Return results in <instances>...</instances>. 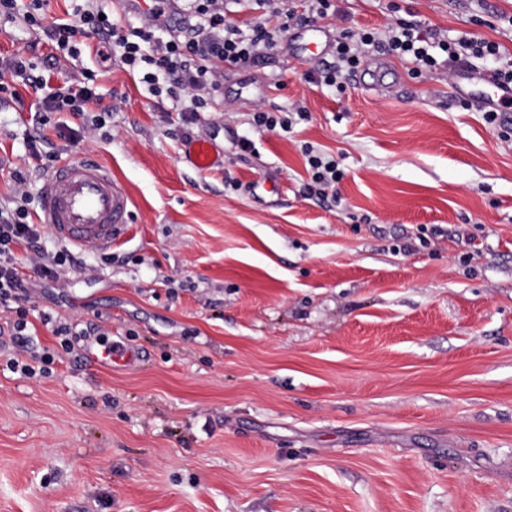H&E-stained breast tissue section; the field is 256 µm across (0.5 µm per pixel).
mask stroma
Returning a JSON list of instances; mask_svg holds the SVG:
<instances>
[{
  "label": "stroma",
  "mask_w": 512,
  "mask_h": 512,
  "mask_svg": "<svg viewBox=\"0 0 512 512\" xmlns=\"http://www.w3.org/2000/svg\"><path fill=\"white\" fill-rule=\"evenodd\" d=\"M470 31L500 59L412 78L369 49L344 92L306 75L334 54L285 44L255 64L267 92L225 86L222 165L184 159L177 104L110 57L112 118L71 159L110 168L134 207L112 261L42 283L28 304V377L0 307V512H512V112L484 119L488 72L512 61V0H336L332 34L397 20ZM46 38L0 18V55L44 63ZM0 100V203L22 173L44 95ZM295 105L290 132L253 133L255 106ZM252 135L254 152L236 141ZM336 158L337 199L305 193L303 144ZM50 324H43V314ZM95 326L134 349L91 363Z\"/></svg>",
  "instance_id": "stroma-1"
}]
</instances>
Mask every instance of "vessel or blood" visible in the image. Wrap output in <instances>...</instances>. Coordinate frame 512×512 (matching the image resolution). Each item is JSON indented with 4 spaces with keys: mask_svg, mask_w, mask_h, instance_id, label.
Segmentation results:
<instances>
[{
    "mask_svg": "<svg viewBox=\"0 0 512 512\" xmlns=\"http://www.w3.org/2000/svg\"><path fill=\"white\" fill-rule=\"evenodd\" d=\"M116 10L160 26L170 25L182 8L178 0H113ZM186 160L207 171L222 161L209 138L186 143ZM41 216L61 243L87 251L111 248L131 220L132 198L110 169L89 161H69L47 175L40 188Z\"/></svg>",
    "mask_w": 512,
    "mask_h": 512,
    "instance_id": "1",
    "label": "vessel or blood"
}]
</instances>
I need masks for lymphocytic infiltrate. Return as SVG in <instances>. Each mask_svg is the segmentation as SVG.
<instances>
[{"mask_svg": "<svg viewBox=\"0 0 512 512\" xmlns=\"http://www.w3.org/2000/svg\"><path fill=\"white\" fill-rule=\"evenodd\" d=\"M255 2L260 13L247 31L229 15L225 0H193L188 20L174 31L159 29L147 21L138 27L120 26L105 14L99 0H82L69 20L58 23H44V0H0V15L21 20L32 28H43L62 59L80 57L78 37L91 34L110 43L121 64L140 73L142 83L154 97L167 96L180 102L184 125L194 126L200 124V113L214 93L223 88L226 68L255 63L303 17L321 19L335 7L334 0H304L300 6L294 0ZM381 38L395 56L410 60L411 73L418 78L441 66H454L465 55L481 59L500 53L498 44L466 33L450 41L430 39L417 23L405 20L382 37L370 30L346 31L337 36L334 49L338 64L318 72L314 82L342 88L346 74L360 65L366 48ZM97 76V71L82 67L55 79L40 78L45 93L33 115L38 132L29 136L26 143L28 155L38 169L49 170L58 158L57 151L49 147L51 138L75 146L81 140V131L96 133L111 117V108L102 106L96 91ZM61 112L83 117L81 130L52 124V115ZM47 125L53 126L54 135L42 134V127ZM304 154L308 196L327 198L342 178V171L332 156L320 153L314 146H305ZM14 182V207L0 205V306L15 305L18 318L11 331L20 336L28 328L23 313L35 280L59 284L70 273L85 271L86 265L70 249L45 247V227L40 224L38 213L29 208V182L20 173L15 174ZM19 247L32 252L37 279H29L22 271L15 254Z\"/></svg>", "mask_w": 512, "mask_h": 512, "instance_id": "lymphocytic-infiltrate-1", "label": "lymphocytic infiltrate"}]
</instances>
